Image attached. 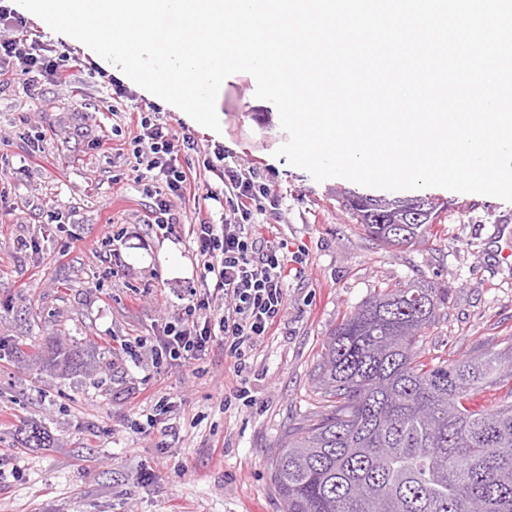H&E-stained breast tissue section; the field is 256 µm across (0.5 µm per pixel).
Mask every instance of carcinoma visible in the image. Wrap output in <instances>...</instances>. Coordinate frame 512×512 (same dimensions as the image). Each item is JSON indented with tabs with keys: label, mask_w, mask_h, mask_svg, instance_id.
I'll return each instance as SVG.
<instances>
[{
	"label": "carcinoma",
	"mask_w": 512,
	"mask_h": 512,
	"mask_svg": "<svg viewBox=\"0 0 512 512\" xmlns=\"http://www.w3.org/2000/svg\"><path fill=\"white\" fill-rule=\"evenodd\" d=\"M340 204L371 240L412 245L430 234L428 197L346 194ZM442 289L420 281L383 291L331 332L318 365L326 412L287 432L272 458L284 512H512V345L451 362L420 360ZM49 366H79L53 349ZM497 402L467 407L480 390ZM26 445L51 447L29 427Z\"/></svg>",
	"instance_id": "carcinoma-1"
}]
</instances>
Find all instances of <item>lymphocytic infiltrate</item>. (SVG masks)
I'll use <instances>...</instances> for the list:
<instances>
[{
  "label": "lymphocytic infiltrate",
  "mask_w": 512,
  "mask_h": 512,
  "mask_svg": "<svg viewBox=\"0 0 512 512\" xmlns=\"http://www.w3.org/2000/svg\"><path fill=\"white\" fill-rule=\"evenodd\" d=\"M23 28L16 11L0 5V82L22 84L31 93L44 81L65 85L70 77L67 56L52 45L28 40ZM132 120L136 134L127 146V173L133 182L148 181L154 187L146 224L174 229L180 222L175 201L210 175L219 185L208 188L207 199L228 208L217 217L196 213L189 226L202 285L189 289L181 315L166 323L162 336L152 341L138 337L124 348L130 354L149 348L156 368L201 359L216 344L244 359L280 323L287 305L288 265L301 260L287 241L259 230L261 216L275 215L281 200L257 168L227 159L221 151L205 155L190 129H173L156 112L139 111ZM218 298L224 312L217 316L213 302Z\"/></svg>",
  "instance_id": "1"
}]
</instances>
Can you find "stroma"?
Wrapping results in <instances>:
<instances>
[{
    "instance_id": "stroma-1",
    "label": "stroma",
    "mask_w": 512,
    "mask_h": 512,
    "mask_svg": "<svg viewBox=\"0 0 512 512\" xmlns=\"http://www.w3.org/2000/svg\"><path fill=\"white\" fill-rule=\"evenodd\" d=\"M23 20L28 35L69 56L73 80L34 97L0 91V512H283L272 457L287 430L323 410L314 374L330 333L381 288L431 281L447 291L423 338L426 359L512 344V265L492 238L512 227V202L424 189L442 207L429 237L383 247L338 202L364 186L318 182L275 157L287 139L278 110L237 73L217 94L221 134H196L267 176L282 205L262 232L302 249L304 271L289 276L287 310L245 370L218 346L159 369L149 350L129 357L124 341L160 334L186 305L185 288L200 283L189 226L169 234L144 224L148 199L125 177L102 65L38 18ZM34 130L47 151L39 165L21 140ZM107 223L125 234L121 276L103 257ZM169 242L187 277L162 267ZM55 342L77 352L81 369L46 368ZM239 385L248 400L234 398ZM162 396L172 402L166 435L134 433ZM32 425L52 447H26Z\"/></svg>"
}]
</instances>
